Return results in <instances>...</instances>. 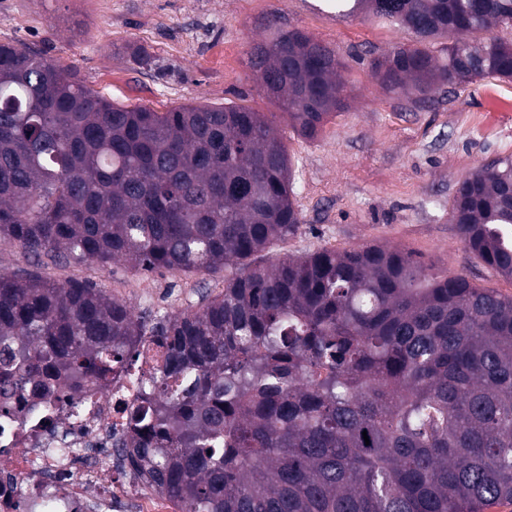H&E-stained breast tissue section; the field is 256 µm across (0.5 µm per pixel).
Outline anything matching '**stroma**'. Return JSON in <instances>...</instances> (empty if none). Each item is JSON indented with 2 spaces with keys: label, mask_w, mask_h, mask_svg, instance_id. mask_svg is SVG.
Here are the masks:
<instances>
[{
  "label": "stroma",
  "mask_w": 512,
  "mask_h": 512,
  "mask_svg": "<svg viewBox=\"0 0 512 512\" xmlns=\"http://www.w3.org/2000/svg\"><path fill=\"white\" fill-rule=\"evenodd\" d=\"M271 20L331 45L345 64L349 107L315 138L290 130L249 65L250 47L268 37ZM413 40L369 15L337 16L330 0H0V43L43 52L110 101L158 112L191 103L245 105L277 126L295 169L301 224L255 256V264L379 244L512 295V280L465 252L448 222L459 180L512 156V80L487 75L444 85L431 103L415 105L384 90L369 67L371 58ZM138 48L156 58L161 77L140 72L132 58ZM42 274L59 283L94 281L139 313L142 285L155 288V309L174 312L197 308L202 295L224 286L220 274H143L122 262L71 263Z\"/></svg>",
  "instance_id": "1"
}]
</instances>
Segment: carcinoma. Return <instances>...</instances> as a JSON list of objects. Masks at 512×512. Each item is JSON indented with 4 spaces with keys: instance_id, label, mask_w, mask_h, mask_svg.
Instances as JSON below:
<instances>
[{
    "instance_id": "obj_1",
    "label": "carcinoma",
    "mask_w": 512,
    "mask_h": 512,
    "mask_svg": "<svg viewBox=\"0 0 512 512\" xmlns=\"http://www.w3.org/2000/svg\"><path fill=\"white\" fill-rule=\"evenodd\" d=\"M417 37L370 60L425 104L512 79V0H336ZM454 37L440 57L427 44ZM262 89L312 139L347 107L343 63L298 28L251 47ZM293 164L244 106L110 102L28 46L0 44V244L49 262L224 272L199 308L137 315L91 283L0 270V411L161 358L126 455L179 512H481L512 501V296L397 247L252 257L295 234ZM464 249L512 279V158L458 182ZM367 435H362V432ZM370 444H365L364 437Z\"/></svg>"
}]
</instances>
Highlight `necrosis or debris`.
<instances>
[{"mask_svg":"<svg viewBox=\"0 0 512 512\" xmlns=\"http://www.w3.org/2000/svg\"><path fill=\"white\" fill-rule=\"evenodd\" d=\"M138 394L131 369L105 387L87 382L79 406L62 394L49 408L0 414V512H177L120 451L137 442L121 423Z\"/></svg>","mask_w":512,"mask_h":512,"instance_id":"obj_1","label":"necrosis or debris"}]
</instances>
